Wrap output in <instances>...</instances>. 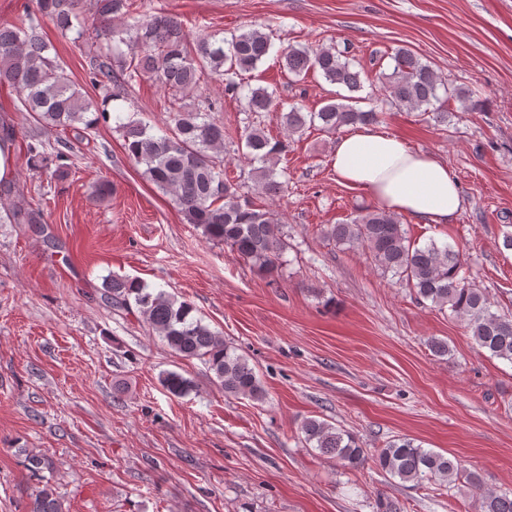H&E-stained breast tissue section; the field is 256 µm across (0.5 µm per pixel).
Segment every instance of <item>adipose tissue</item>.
I'll return each mask as SVG.
<instances>
[{
	"mask_svg": "<svg viewBox=\"0 0 512 512\" xmlns=\"http://www.w3.org/2000/svg\"><path fill=\"white\" fill-rule=\"evenodd\" d=\"M331 160L340 183L366 190L386 211L426 224H449L464 208L459 185L446 164L372 128L339 137Z\"/></svg>",
	"mask_w": 512,
	"mask_h": 512,
	"instance_id": "adipose-tissue-1",
	"label": "adipose tissue"
}]
</instances>
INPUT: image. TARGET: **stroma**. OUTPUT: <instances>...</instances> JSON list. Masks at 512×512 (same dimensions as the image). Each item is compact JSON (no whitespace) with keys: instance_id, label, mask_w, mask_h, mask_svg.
<instances>
[{"instance_id":"35a3bbf8","label":"stroma","mask_w":512,"mask_h":512,"mask_svg":"<svg viewBox=\"0 0 512 512\" xmlns=\"http://www.w3.org/2000/svg\"><path fill=\"white\" fill-rule=\"evenodd\" d=\"M176 13L188 41L253 28L276 48L347 51L363 88L349 94L320 74L289 77L276 56L244 87L274 91L261 113L286 146L288 179L269 208L288 236L284 262L263 272L186 223L172 197L127 156L113 123L46 129L0 87V128L13 131V172L0 208L24 199L37 224L0 222V512H28L48 480L65 512H476V490L512 493V364L492 358L465 322L382 274L359 247L335 246L329 225L376 209L360 188L337 181L336 136L289 135L282 115L316 112L352 96L379 114L376 130L434 155L456 177L465 206L453 223L401 216L411 239L459 246L494 309L512 312V0H154ZM45 30L71 79L98 100L84 50L53 23ZM406 47L448 86H464L479 109L448 103L449 123L389 105L382 76ZM217 103L233 135L246 101L207 79L195 100ZM175 101L151 78L121 111L166 128ZM64 146L67 174L32 172L27 145ZM110 182L111 196L95 189ZM137 278L192 302L254 366L266 397L225 396L213 372L175 355L137 312L102 297L106 276ZM447 342L435 355L431 340ZM175 370L194 389L176 397L160 383ZM316 417L374 451L409 437L460 460L465 478L418 488L374 462L349 469L307 447L300 427ZM51 463L30 476L28 453ZM476 473L473 486L468 473Z\"/></svg>"}]
</instances>
